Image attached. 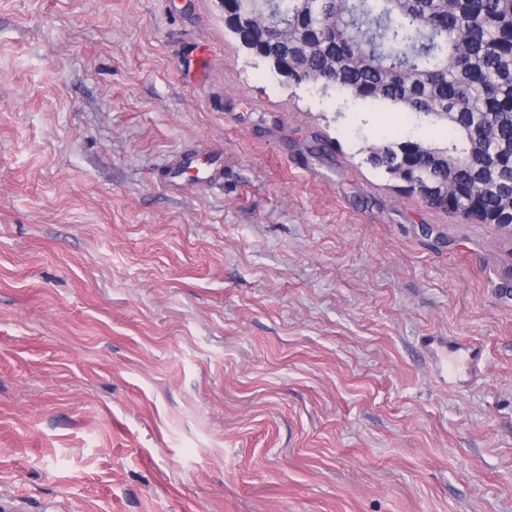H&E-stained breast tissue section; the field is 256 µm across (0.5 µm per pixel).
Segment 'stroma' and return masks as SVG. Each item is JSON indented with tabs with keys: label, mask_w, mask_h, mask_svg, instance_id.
Listing matches in <instances>:
<instances>
[{
	"label": "stroma",
	"mask_w": 512,
	"mask_h": 512,
	"mask_svg": "<svg viewBox=\"0 0 512 512\" xmlns=\"http://www.w3.org/2000/svg\"><path fill=\"white\" fill-rule=\"evenodd\" d=\"M408 134L281 82L217 0H0V500L512 512V229L366 163ZM214 147L222 185L159 187ZM225 23L230 32L237 36L240 40L242 46L247 49L250 53H254L260 57H263L269 60L273 66V68L282 71V64L277 60L276 57L268 56L264 54L259 45L257 44L256 39L252 35H246L248 33V29L244 26V24L240 25L236 22L230 23L225 19Z\"/></svg>",
	"instance_id": "35a3bbf8"
}]
</instances>
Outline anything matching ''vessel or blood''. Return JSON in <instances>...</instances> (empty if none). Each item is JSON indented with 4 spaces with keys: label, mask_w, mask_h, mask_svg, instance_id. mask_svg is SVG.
Returning <instances> with one entry per match:
<instances>
[{
    "label": "vessel or blood",
    "mask_w": 512,
    "mask_h": 512,
    "mask_svg": "<svg viewBox=\"0 0 512 512\" xmlns=\"http://www.w3.org/2000/svg\"><path fill=\"white\" fill-rule=\"evenodd\" d=\"M223 177V151H185L161 164L158 184L168 194L183 196L212 188Z\"/></svg>",
    "instance_id": "b4317fda"
}]
</instances>
